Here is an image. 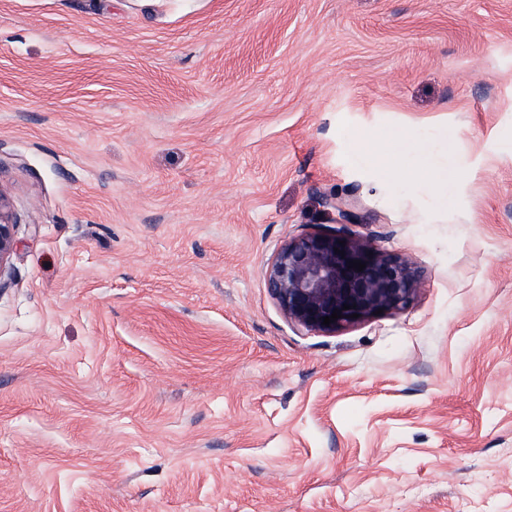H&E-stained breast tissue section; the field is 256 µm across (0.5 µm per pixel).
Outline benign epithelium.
Masks as SVG:
<instances>
[{
  "instance_id": "benign-epithelium-1",
  "label": "benign epithelium",
  "mask_w": 512,
  "mask_h": 512,
  "mask_svg": "<svg viewBox=\"0 0 512 512\" xmlns=\"http://www.w3.org/2000/svg\"><path fill=\"white\" fill-rule=\"evenodd\" d=\"M15 222L8 198L0 191V275L14 246ZM359 260L363 271L349 267ZM270 294L292 325L312 333L331 334L375 318V312L397 314L414 301L421 271L409 255L387 252L375 237L347 228L305 232L285 242L265 265ZM351 309H343L344 305ZM341 311L330 325L323 317Z\"/></svg>"
}]
</instances>
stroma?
I'll return each mask as SVG.
<instances>
[{
  "instance_id": "35a3bbf8",
  "label": "stroma",
  "mask_w": 512,
  "mask_h": 512,
  "mask_svg": "<svg viewBox=\"0 0 512 512\" xmlns=\"http://www.w3.org/2000/svg\"><path fill=\"white\" fill-rule=\"evenodd\" d=\"M511 139L512 0H0V512H512ZM338 199L422 286L310 333ZM15 224L10 202L0 190V275L13 251Z\"/></svg>"
}]
</instances>
